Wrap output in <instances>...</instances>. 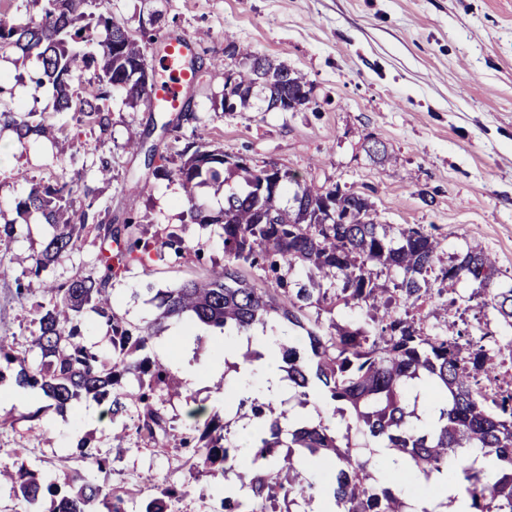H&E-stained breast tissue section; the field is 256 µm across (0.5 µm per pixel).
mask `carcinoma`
<instances>
[{"instance_id":"carcinoma-1","label":"carcinoma","mask_w":512,"mask_h":512,"mask_svg":"<svg viewBox=\"0 0 512 512\" xmlns=\"http://www.w3.org/2000/svg\"><path fill=\"white\" fill-rule=\"evenodd\" d=\"M40 1V17L24 20L15 0H0V52L18 49L34 60L28 74L34 90L50 86L59 110L73 111L81 125L101 134L110 122L106 102L117 93L131 107L142 102L167 111L151 100L153 83L147 76L152 71L148 49L169 46L165 35L134 36L112 13L97 11V0H31ZM100 28L105 38L98 53L77 51ZM225 41L241 65L233 81L224 82L213 110H224L227 99L237 112H267L274 99L305 108L312 104L303 74L228 37ZM91 66L97 76L84 83L77 70ZM182 107L185 111L162 124L163 131L199 121L193 99ZM0 124L12 127L21 144L34 136L70 140L45 113L2 102ZM144 146L143 137L126 144L133 153L145 152L154 177L179 181L189 222L224 230V263L158 292L160 314L153 320L124 321L115 311L112 283L136 267L151 273L168 254L185 255L189 242L175 230L161 242L145 237L133 208L122 225H114L118 217L99 203L97 189L64 173L33 184L13 200L15 211L41 214L53 232L29 270L30 281L17 284V295L41 282L49 265L73 252L84 233H95L99 245L89 273L42 282L43 301L32 311L37 329L28 348L20 351L0 337V382L12 370L17 387L44 395L61 411L83 399L104 404L116 438L132 431L156 448L190 449L199 474L226 481L235 475L239 487L225 493L211 512H300L299 504L310 506L320 497L331 499L332 512H406L404 498L377 479V458L352 442L353 432L367 445L405 457L426 480L442 473L460 480L465 512H512V375L498 376L492 363L494 356L512 359V338L501 342L499 331L479 316L473 327L466 323L451 335H428L409 314L442 295L432 288L435 273L442 281L473 286L449 305L489 311L512 334V285L489 253L467 243L440 268V241L424 228L382 224L364 195L316 186L276 167L250 174L245 188L227 193L224 208L213 215L198 188L225 186L228 175L247 170L246 164L210 148L203 131L179 153L174 168L169 157L156 158L155 150ZM284 265L290 271L300 268L306 280H284L279 275ZM247 266L260 267L267 277L249 279ZM330 293L332 306L358 312L361 321H334L323 330ZM91 314L110 333L108 354L86 342ZM165 319L217 329L226 345L235 334L271 333L298 395L316 394L332 403L333 418L297 420L289 409L249 402L255 431L248 443V472H240L242 446L218 415L200 425L205 407H194L179 432L159 403V393L175 383V364L139 352ZM126 374L137 384L117 389ZM424 385L444 391L446 398L437 421L416 425L408 421L415 411L407 407L414 389ZM463 449L494 456L508 470L496 475L473 467L458 471L452 460ZM73 456L98 472L112 470V460L85 439L77 441ZM69 462L70 457L61 458L54 473L25 466L14 473L1 469L0 484L30 505L51 496L48 512H92L97 503L106 512H128V490L99 484L71 470ZM185 494L183 488H163L139 512H169L168 504Z\"/></svg>"}]
</instances>
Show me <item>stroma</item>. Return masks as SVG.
<instances>
[{"mask_svg":"<svg viewBox=\"0 0 512 512\" xmlns=\"http://www.w3.org/2000/svg\"><path fill=\"white\" fill-rule=\"evenodd\" d=\"M131 33L161 15L164 33L183 38L201 56V85L184 89L207 127L208 140L225 154L260 169L268 164L319 186L364 194L384 224L420 225L441 240V259L465 241L481 244L512 274V0H102ZM261 54L300 71L312 85L313 105L300 112H217L234 60L225 58V34ZM223 68H213V61ZM17 53L0 61L12 90L10 103L43 110L56 124L75 130L73 112L53 108L51 88L31 97ZM112 121L104 152L112 159V181L100 185L99 199L113 210L135 208L148 236L164 239L182 227L191 246L183 258H167L151 272L134 271L115 283L116 312L131 321L151 316L154 307L143 282L167 288L200 269L224 261L220 226L188 223L177 181L154 178L142 156L125 147L161 113L145 105L109 100ZM390 156L379 164L369 142ZM67 144L32 140L0 156V220L16 221L18 238L0 250V336L25 348L30 338V300L18 298L16 281L45 244L46 224L20 222L10 203L29 190L30 180L59 174ZM167 356L200 370L196 386L181 385L161 395L168 416L184 418L187 397L230 423L249 418V409L224 400L223 377L209 371L219 357L210 338L184 351L178 337L164 332ZM0 466L52 471L79 438L114 457L99 483L129 489L136 502L166 486L189 485L176 512H210L224 484L192 479L188 455L176 448L157 450L130 437L115 439L100 406L82 402L59 415L48 401L17 392L13 379L0 382ZM24 449L16 457L15 449Z\"/></svg>","mask_w":512,"mask_h":512,"instance_id":"1","label":"stroma"}]
</instances>
